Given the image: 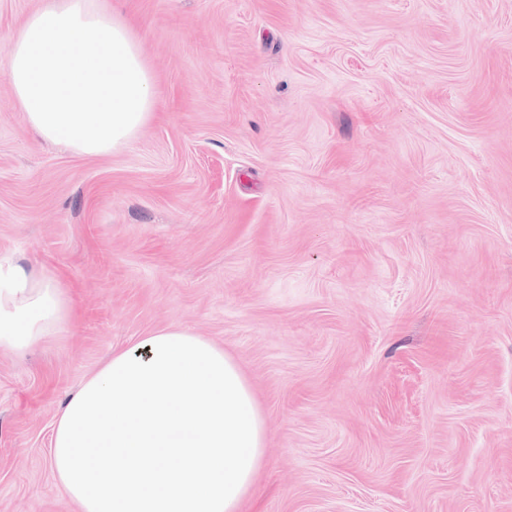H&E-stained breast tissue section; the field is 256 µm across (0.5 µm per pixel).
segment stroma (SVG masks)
<instances>
[{
  "label": "stroma",
  "mask_w": 512,
  "mask_h": 512,
  "mask_svg": "<svg viewBox=\"0 0 512 512\" xmlns=\"http://www.w3.org/2000/svg\"><path fill=\"white\" fill-rule=\"evenodd\" d=\"M158 98L125 149L37 142L0 71V254L69 332L0 354V512H82L66 394L165 326L263 412L242 512H512V0H110Z\"/></svg>",
  "instance_id": "35a3bbf8"
}]
</instances>
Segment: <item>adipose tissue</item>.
I'll use <instances>...</instances> for the list:
<instances>
[{
  "mask_svg": "<svg viewBox=\"0 0 512 512\" xmlns=\"http://www.w3.org/2000/svg\"><path fill=\"white\" fill-rule=\"evenodd\" d=\"M5 73L44 144L79 156L127 147L153 120V73L109 0H43L8 42ZM59 275L0 255V353L68 331ZM265 423L235 360L167 326L111 359L56 419L53 465L83 512H240L265 461Z\"/></svg>",
  "mask_w": 512,
  "mask_h": 512,
  "instance_id": "adipose-tissue-1",
  "label": "adipose tissue"
}]
</instances>
